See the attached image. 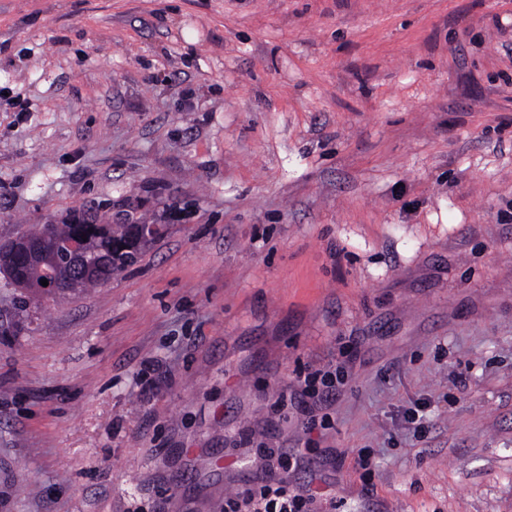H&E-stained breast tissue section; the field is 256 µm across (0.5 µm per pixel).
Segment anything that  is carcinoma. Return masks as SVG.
<instances>
[{
	"mask_svg": "<svg viewBox=\"0 0 512 512\" xmlns=\"http://www.w3.org/2000/svg\"><path fill=\"white\" fill-rule=\"evenodd\" d=\"M138 231L137 224H42L15 241L20 251L12 282L33 294L44 290L42 279L63 281L69 290L105 282L135 259ZM84 236L80 253L66 250L67 242Z\"/></svg>",
	"mask_w": 512,
	"mask_h": 512,
	"instance_id": "1",
	"label": "carcinoma"
}]
</instances>
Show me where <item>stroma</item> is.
<instances>
[{"instance_id": "35a3bbf8", "label": "stroma", "mask_w": 512, "mask_h": 512, "mask_svg": "<svg viewBox=\"0 0 512 512\" xmlns=\"http://www.w3.org/2000/svg\"><path fill=\"white\" fill-rule=\"evenodd\" d=\"M75 217L159 234L0 273V512H224L245 431L321 512H512V0H0V244ZM139 225L87 224L80 220L70 224H41L1 248L20 247L11 279L16 288L36 294L45 288L40 283L42 279L63 281L69 290L86 288L107 281L112 272L135 259L141 242ZM74 239H80L81 253L66 250L65 244ZM325 388L326 389L320 390L316 388L313 383L307 382L306 379L305 386L301 384L297 390L299 397L298 402L303 405L307 411L312 410L315 406L328 402L333 396V391H336L338 388L332 383H329V385L326 384Z\"/></svg>"}]
</instances>
